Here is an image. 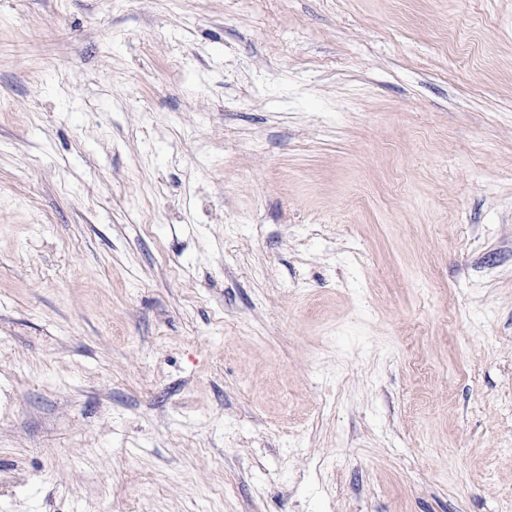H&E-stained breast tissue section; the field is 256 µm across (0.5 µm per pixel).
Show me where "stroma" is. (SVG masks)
<instances>
[{"label": "stroma", "instance_id": "1", "mask_svg": "<svg viewBox=\"0 0 512 512\" xmlns=\"http://www.w3.org/2000/svg\"><path fill=\"white\" fill-rule=\"evenodd\" d=\"M0 512H512V0H0Z\"/></svg>", "mask_w": 512, "mask_h": 512}]
</instances>
